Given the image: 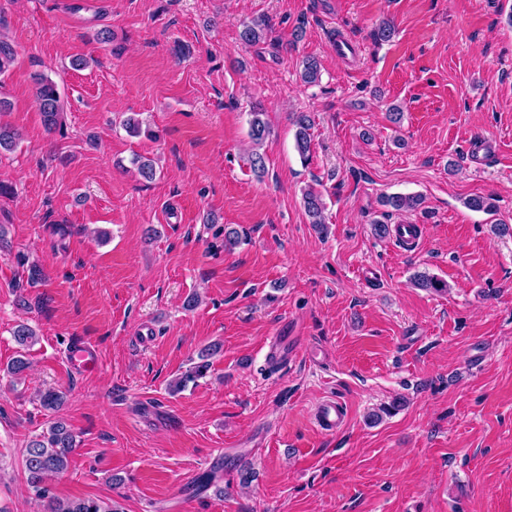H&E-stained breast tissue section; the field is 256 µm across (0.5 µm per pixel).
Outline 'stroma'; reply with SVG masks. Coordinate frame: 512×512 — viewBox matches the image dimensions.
I'll use <instances>...</instances> for the list:
<instances>
[{
    "mask_svg": "<svg viewBox=\"0 0 512 512\" xmlns=\"http://www.w3.org/2000/svg\"><path fill=\"white\" fill-rule=\"evenodd\" d=\"M259 15L302 40L243 45ZM384 19L395 34L374 43ZM0 33L16 50L0 119L23 134L0 155L16 189L0 198V512H42L24 449L57 420L77 447L52 495L119 512H512V234L494 229L512 224V0H0ZM309 56L315 85L299 76ZM37 72L59 88L63 132L40 120ZM255 101L271 127L260 177ZM299 111L315 121L306 166ZM131 114L152 137L125 131ZM393 193L424 202L391 215ZM474 195L496 212L465 208ZM379 219L422 225L417 249L378 238ZM19 252L43 285L26 286ZM419 273L447 292L415 287ZM21 322L38 336L26 349ZM276 334L291 351L279 365L264 357ZM82 342L100 365L74 373ZM213 343L206 377L169 394ZM20 355L18 380L5 367ZM51 388L66 399L46 411ZM331 397L349 420L327 435L314 411ZM208 473L223 494L198 486ZM250 115L249 136L254 146L250 152V163L255 172L264 173L265 157L260 153L259 149L269 136L270 130L267 121L263 118L265 112H261L259 108L253 107ZM303 205L307 215L311 219V224L323 227L325 224L323 211L325 203L322 196L312 189H308L303 193Z\"/></svg>",
    "mask_w": 512,
    "mask_h": 512,
    "instance_id": "35a3bbf8",
    "label": "stroma"
}]
</instances>
